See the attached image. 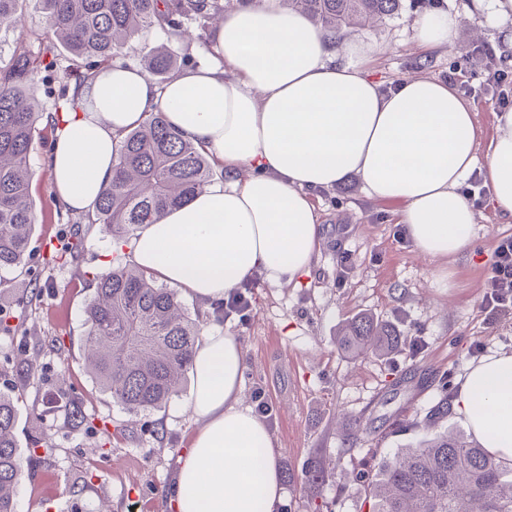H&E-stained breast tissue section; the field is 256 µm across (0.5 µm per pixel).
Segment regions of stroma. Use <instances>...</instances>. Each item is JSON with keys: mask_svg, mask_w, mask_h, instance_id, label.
I'll list each match as a JSON object with an SVG mask.
<instances>
[{"mask_svg": "<svg viewBox=\"0 0 512 512\" xmlns=\"http://www.w3.org/2000/svg\"><path fill=\"white\" fill-rule=\"evenodd\" d=\"M443 9L459 16L449 46L420 45L414 22ZM18 15L22 31L0 30V63L19 53L39 63L34 76L45 109H52L70 74L83 61L66 51L47 53L48 24L34 0ZM368 52L360 61L382 86L423 74L447 81L462 64L482 141L495 133L494 114L504 107L485 85L488 70L512 73V23L501 28L472 13L470 0H402L399 14L361 31ZM167 46L184 67L212 61L209 35L198 21L143 32L122 51L123 60L146 69ZM57 137L38 127L30 165L37 222L25 265L0 276V391L20 398L15 437L33 460L16 495V512H170L167 496L192 423L182 390L165 407L131 415L113 403L87 373L83 356L89 277L112 264L113 247L99 225L66 223L46 167ZM319 255L304 282L288 287L255 278L246 320L224 322L245 354L243 399L264 398L266 424L279 443L285 500L282 512H372L365 478L380 459L394 457L439 433L466 435L456 413L428 425L441 396L456 400L469 365L512 352V310L489 315L482 306L487 274L499 240L512 236V221L489 198L475 207L469 249L440 265L417 255L394 222L397 203L369 198L357 178L316 191ZM80 232L84 250L52 261L56 240ZM349 253L352 269L339 277L336 259ZM367 314L394 329L388 355L355 357L338 350L336 335ZM324 463L323 484H306L311 461Z\"/></svg>", "mask_w": 512, "mask_h": 512, "instance_id": "obj_1", "label": "stroma"}]
</instances>
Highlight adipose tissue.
<instances>
[{
    "label": "adipose tissue",
    "mask_w": 512,
    "mask_h": 512,
    "mask_svg": "<svg viewBox=\"0 0 512 512\" xmlns=\"http://www.w3.org/2000/svg\"><path fill=\"white\" fill-rule=\"evenodd\" d=\"M414 29L421 45H449L459 20L435 10ZM212 36L223 67L184 70L161 87L132 65L100 69L48 162L56 199L88 209L123 135L160 109L224 169V186L140 232L133 261L146 274L207 304L257 275L297 284L319 253L312 191L352 176L370 197L401 202L396 222L413 249L443 263L471 244L475 214L461 187L472 172L512 220V108L495 113V135L482 142L455 88L408 76L382 89L344 63L364 56L359 36H328L282 0L225 13ZM244 369L239 340L207 328L192 359L187 408L196 429L177 460L171 512H278L279 447L242 401ZM454 408L482 447L512 461V353L472 365Z\"/></svg>",
    "instance_id": "1"
}]
</instances>
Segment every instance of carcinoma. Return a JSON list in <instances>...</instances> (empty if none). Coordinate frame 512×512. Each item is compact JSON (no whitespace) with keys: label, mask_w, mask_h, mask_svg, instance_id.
Masks as SVG:
<instances>
[{"label":"carcinoma","mask_w":512,"mask_h":512,"mask_svg":"<svg viewBox=\"0 0 512 512\" xmlns=\"http://www.w3.org/2000/svg\"><path fill=\"white\" fill-rule=\"evenodd\" d=\"M332 36L352 23H377L397 14L400 0H284ZM48 22L50 43H59L88 68L75 78L86 86L95 66L110 65L122 49L159 22L179 17L203 23L224 9L221 0H37ZM179 57L163 47L148 69L166 75ZM35 66L21 56L0 67V272L22 266L29 254L36 213L31 197L30 148L37 124H59L58 112L37 97ZM209 158L157 110L125 133L112 160V178L94 207L115 245L112 266L95 274V293L85 310V360L90 374L112 401L132 414L158 409L186 381L200 334L177 292L123 262L121 253L137 232L211 186ZM74 234L54 248L51 260L75 256ZM398 336L371 316L350 320L336 347L356 356H383ZM13 395L0 392V512H16V487L30 458L20 453L14 428ZM381 475L368 484L373 512H512V463L460 436L438 434L379 463Z\"/></svg>","instance_id":"1"}]
</instances>
